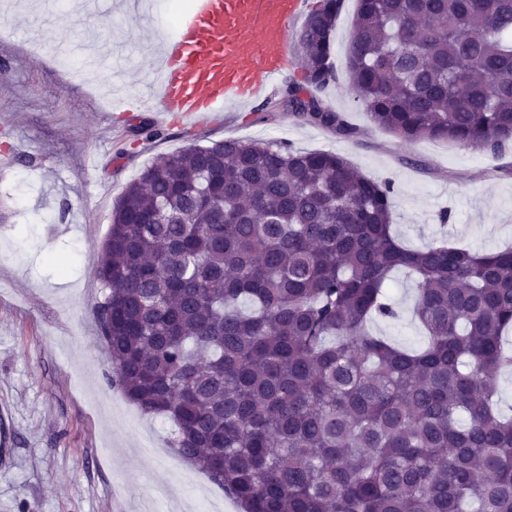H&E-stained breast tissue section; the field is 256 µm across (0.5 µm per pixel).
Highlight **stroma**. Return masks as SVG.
<instances>
[{
    "mask_svg": "<svg viewBox=\"0 0 512 512\" xmlns=\"http://www.w3.org/2000/svg\"><path fill=\"white\" fill-rule=\"evenodd\" d=\"M0 0V425L13 437L0 454V512H142L168 489L175 512L208 498L236 504L206 475L196 489L177 480L176 456L143 452L172 426L147 415L112 385V360L95 318L96 278L112 214L125 187L163 155L226 139L281 141L339 154L374 180L391 181L393 228L409 247L439 238L479 252L512 244V152L502 158L447 143L405 142L376 126L338 75L328 106L353 137L297 118L275 91L265 105L226 108L203 128L158 110L113 108L136 102L157 81L150 46L182 12L155 0L145 13L73 0ZM122 50L129 71L111 83L87 65L94 43ZM395 318L374 334L414 348L415 286L396 274Z\"/></svg>",
    "mask_w": 512,
    "mask_h": 512,
    "instance_id": "1",
    "label": "stroma"
}]
</instances>
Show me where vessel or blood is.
I'll use <instances>...</instances> for the list:
<instances>
[{
    "label": "vessel or blood",
    "mask_w": 512,
    "mask_h": 512,
    "mask_svg": "<svg viewBox=\"0 0 512 512\" xmlns=\"http://www.w3.org/2000/svg\"><path fill=\"white\" fill-rule=\"evenodd\" d=\"M305 0H192L156 58V94L140 100L192 126L231 104L267 101L288 68Z\"/></svg>",
    "instance_id": "obj_1"
}]
</instances>
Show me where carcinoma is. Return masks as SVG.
<instances>
[{
	"instance_id": "obj_1",
	"label": "carcinoma",
	"mask_w": 512,
	"mask_h": 512,
	"mask_svg": "<svg viewBox=\"0 0 512 512\" xmlns=\"http://www.w3.org/2000/svg\"><path fill=\"white\" fill-rule=\"evenodd\" d=\"M342 8L306 16L284 99L350 137L322 96ZM345 70L404 141L512 149V0H357ZM392 192L332 152L226 139L162 157L120 198L97 270L112 383L243 512H512L495 383L512 370V248L409 249ZM396 270L419 349L367 330L396 315Z\"/></svg>"
}]
</instances>
